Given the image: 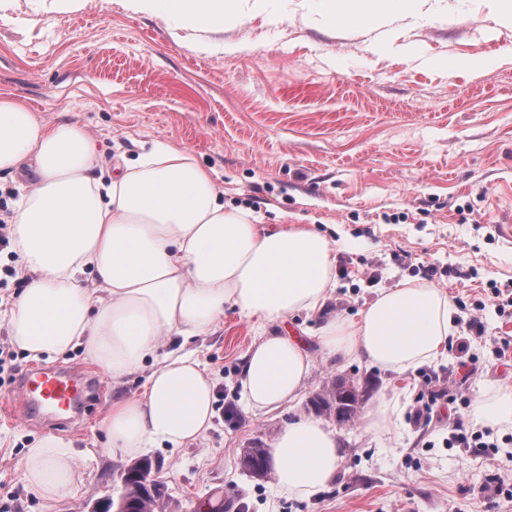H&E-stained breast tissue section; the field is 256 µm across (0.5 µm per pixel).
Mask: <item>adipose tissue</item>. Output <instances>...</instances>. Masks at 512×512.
<instances>
[{
  "mask_svg": "<svg viewBox=\"0 0 512 512\" xmlns=\"http://www.w3.org/2000/svg\"><path fill=\"white\" fill-rule=\"evenodd\" d=\"M132 12L178 19L206 34L241 20L238 0H124ZM97 142L77 124L45 123L16 96H0V173L33 163L32 189L9 218L24 288L6 315L10 339L28 358L83 348L113 383L155 361L141 393L113 400L100 422L105 445L135 455L201 440L214 417L215 386L193 354L166 352L164 337L206 334L226 309L263 326L245 355L246 407L293 403L312 359L297 340L267 327L298 311L321 310L335 285L333 247L302 224H261L254 211L225 204L213 173L188 151L157 144L97 176ZM442 289L407 282L381 292L357 320L328 319L319 346L344 358L408 373L436 359L454 333ZM472 418L512 424V390L479 395ZM279 488L319 492L336 475V435L298 416L272 441ZM29 491L48 502L77 482L69 441L36 438L22 460Z\"/></svg>",
  "mask_w": 512,
  "mask_h": 512,
  "instance_id": "1",
  "label": "adipose tissue"
}]
</instances>
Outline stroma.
Returning a JSON list of instances; mask_svg holds the SVG:
<instances>
[{"label": "stroma", "instance_id": "35a3bbf8", "mask_svg": "<svg viewBox=\"0 0 512 512\" xmlns=\"http://www.w3.org/2000/svg\"><path fill=\"white\" fill-rule=\"evenodd\" d=\"M393 44L365 50L373 30L330 27L317 0H271L245 24L224 26L238 52H198L173 20L89 0L45 12L42 0L0 11V95L25 99L47 123L73 122L100 149L99 172L157 142L192 153L211 169L224 200L261 223L310 224L334 247L336 285L324 307L289 317L285 330L315 366L292 406L271 413L241 402L242 359L259 331L235 310L167 350L193 352L216 384L212 426L199 442L146 452L166 487V512H198L222 498L224 512H512V425L487 445L461 442L479 393L512 388V29L492 31L498 0H420L447 15L415 23L398 0H366ZM453 59L448 70L442 60ZM484 64L472 77L469 60ZM17 255L0 247L3 319L22 288ZM454 302L447 352L397 375L359 359L326 356L317 336L327 318L357 319L379 292L422 280ZM17 372L0 376V399L35 366L90 369L82 349L35 362L15 351ZM153 363L107 386L71 426L28 417L0 420V512H91L117 494L128 457L104 453L98 423L114 397L139 392ZM369 395L353 421L321 423L339 441L336 476L310 497L278 488L274 474L243 470V448L270 446L281 426L312 416L309 401L336 378ZM430 406H423V399ZM393 429L368 427L381 405ZM72 443L79 479L55 503L29 492L22 458L35 438Z\"/></svg>", "mask_w": 512, "mask_h": 512}]
</instances>
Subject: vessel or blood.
<instances>
[{
    "instance_id": "vessel-or-blood-1",
    "label": "vessel or blood",
    "mask_w": 512,
    "mask_h": 512,
    "mask_svg": "<svg viewBox=\"0 0 512 512\" xmlns=\"http://www.w3.org/2000/svg\"><path fill=\"white\" fill-rule=\"evenodd\" d=\"M86 391L85 383L74 376L36 372L23 380L13 398L0 401V412L9 413L25 406L31 409L49 407L61 413L74 408Z\"/></svg>"
}]
</instances>
